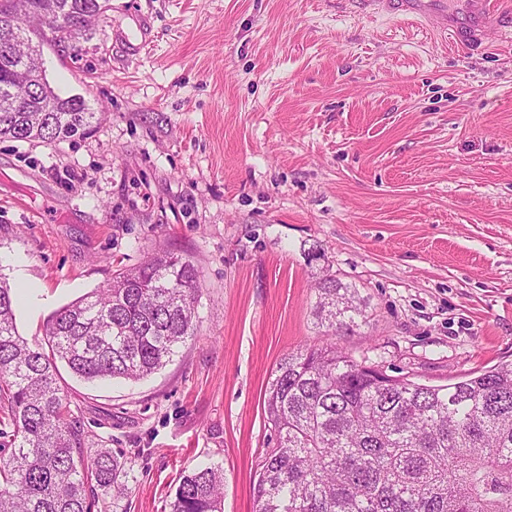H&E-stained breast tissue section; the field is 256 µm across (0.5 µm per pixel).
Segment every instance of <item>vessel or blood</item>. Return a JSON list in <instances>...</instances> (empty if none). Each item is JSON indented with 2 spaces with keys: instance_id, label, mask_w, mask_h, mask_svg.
I'll use <instances>...</instances> for the list:
<instances>
[{
  "instance_id": "1",
  "label": "vessel or blood",
  "mask_w": 512,
  "mask_h": 512,
  "mask_svg": "<svg viewBox=\"0 0 512 512\" xmlns=\"http://www.w3.org/2000/svg\"><path fill=\"white\" fill-rule=\"evenodd\" d=\"M365 8L416 18L431 29L450 34L456 45L482 49L489 31L512 35V10L493 12L490 0H357Z\"/></svg>"
}]
</instances>
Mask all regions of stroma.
<instances>
[{"instance_id":"1","label":"stroma","mask_w":512,"mask_h":512,"mask_svg":"<svg viewBox=\"0 0 512 512\" xmlns=\"http://www.w3.org/2000/svg\"><path fill=\"white\" fill-rule=\"evenodd\" d=\"M46 77L100 119L0 140V278L18 332L167 250L201 272L194 334L130 382L59 365L70 419L130 462L116 508L169 512L186 470H224L255 512L280 359L325 329L314 285L357 288L339 345L443 386L512 360V41L466 52L351 0H110L45 41Z\"/></svg>"}]
</instances>
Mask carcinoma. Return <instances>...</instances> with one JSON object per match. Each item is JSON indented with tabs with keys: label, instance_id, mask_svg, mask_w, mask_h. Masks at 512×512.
Returning <instances> with one entry per match:
<instances>
[{
	"label": "carcinoma",
	"instance_id": "obj_1",
	"mask_svg": "<svg viewBox=\"0 0 512 512\" xmlns=\"http://www.w3.org/2000/svg\"><path fill=\"white\" fill-rule=\"evenodd\" d=\"M108 0H0V138L53 142L84 135L95 113L58 95L46 74L24 102L17 71L40 52L28 33L55 39ZM199 272L170 251L121 270L55 313L47 355L20 336L11 288L0 281V512H91L98 495L127 494L125 454L101 448L68 419L56 361L76 376L139 381L194 335ZM315 318L332 332L279 362L263 410L275 445L257 464L256 512H512V362L444 386L393 377L352 359L336 334L366 322L356 289L317 284ZM169 512H224V470L181 476Z\"/></svg>",
	"mask_w": 512,
	"mask_h": 512
}]
</instances>
